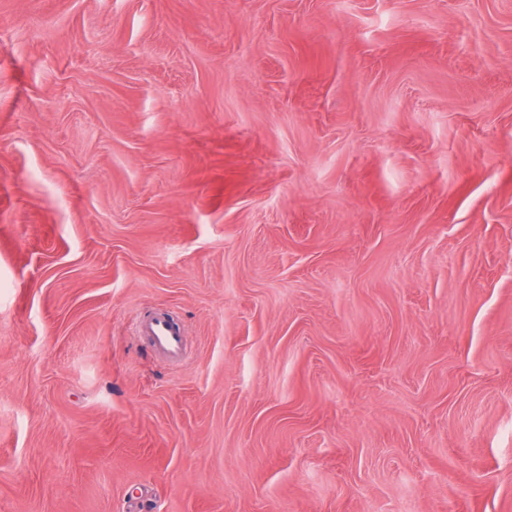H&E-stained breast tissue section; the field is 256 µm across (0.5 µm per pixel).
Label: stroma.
I'll use <instances>...</instances> for the list:
<instances>
[{
  "mask_svg": "<svg viewBox=\"0 0 512 512\" xmlns=\"http://www.w3.org/2000/svg\"><path fill=\"white\" fill-rule=\"evenodd\" d=\"M0 512H512V0H0ZM140 336H146L149 345L161 358L171 363L182 360L185 353L180 324L169 311H157L140 319Z\"/></svg>",
  "mask_w": 512,
  "mask_h": 512,
  "instance_id": "1",
  "label": "stroma"
}]
</instances>
